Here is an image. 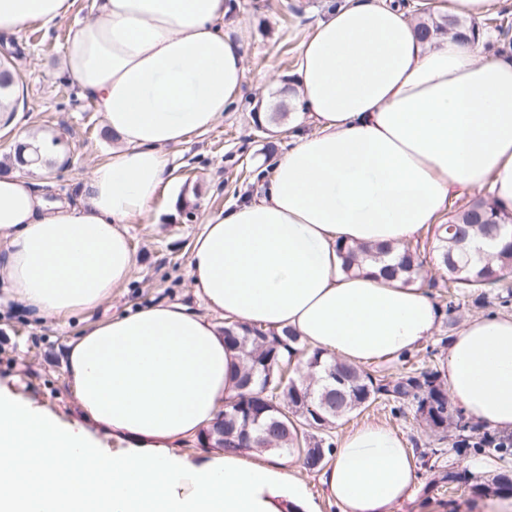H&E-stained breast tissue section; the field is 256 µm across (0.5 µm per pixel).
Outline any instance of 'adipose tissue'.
Listing matches in <instances>:
<instances>
[{
	"instance_id": "ef3b65f1",
	"label": "adipose tissue",
	"mask_w": 512,
	"mask_h": 512,
	"mask_svg": "<svg viewBox=\"0 0 512 512\" xmlns=\"http://www.w3.org/2000/svg\"><path fill=\"white\" fill-rule=\"evenodd\" d=\"M95 2L62 70L102 112L110 159L53 204L0 171V288L42 318L98 308L130 280L128 226L171 183L170 149L210 130L247 73L224 29L228 0ZM73 5L0 0V32L54 24ZM290 85L298 109L269 180L206 217L192 242L202 311L141 307L69 341L83 423L0 390V512H319L284 459L181 453L240 391L241 354L223 326L288 330L356 365L434 336L441 313L426 289L379 278L376 263L343 271L336 244L389 246L392 264L453 200L486 186L512 209V56L456 35L422 39L397 0H342L302 42ZM442 376L469 419L512 432V315L464 321ZM417 479L413 452L376 423L347 432L322 474L340 512H391Z\"/></svg>"
}]
</instances>
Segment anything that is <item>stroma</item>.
Here are the masks:
<instances>
[{
	"label": "stroma",
	"instance_id": "stroma-1",
	"mask_svg": "<svg viewBox=\"0 0 512 512\" xmlns=\"http://www.w3.org/2000/svg\"><path fill=\"white\" fill-rule=\"evenodd\" d=\"M235 2L226 29L243 35L246 82L240 97L210 131L172 148V183L157 199L148 221L129 227L136 259L129 282L113 292L111 302L65 320L34 316L15 301L0 302V387L61 421L72 423L80 418L64 369L67 341L85 327L129 307L178 301L199 309L186 278L192 241L205 216L254 193L260 170L271 167L274 158L266 150L270 131L258 121V112L287 115L296 109L284 89L269 88L262 76L271 70L284 75L294 70L300 45L323 16L328 0ZM92 9L93 0H76L70 14L51 26L35 24L0 34V60L10 61L24 98L16 116L17 128L61 138L69 146L68 167L47 165L22 171L36 183H49L52 200L72 197L81 178L112 153V137L104 128L101 113L58 71L71 29L88 20ZM366 422L394 430L418 456V487L410 500L396 505L392 512H481V498L471 486L502 472L498 459L483 458L481 468H473L471 456L457 454L451 440L438 439L413 414L394 416L382 405L342 419L331 430L333 441ZM438 447L442 455L431 456V449ZM448 468L468 471L470 483L444 496L423 494L422 486Z\"/></svg>",
	"mask_w": 512,
	"mask_h": 512
}]
</instances>
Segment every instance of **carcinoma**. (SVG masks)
Instances as JSON below:
<instances>
[{
	"instance_id": "carcinoma-1",
	"label": "carcinoma",
	"mask_w": 512,
	"mask_h": 512,
	"mask_svg": "<svg viewBox=\"0 0 512 512\" xmlns=\"http://www.w3.org/2000/svg\"><path fill=\"white\" fill-rule=\"evenodd\" d=\"M456 31L480 32L476 24L467 25L454 16L441 22H421V35L430 39L439 34ZM16 80L13 70L0 61V109L16 111L14 99ZM512 226V210L498 207L494 202L477 198L461 209L448 212V223L435 228L438 241L437 263L446 280L443 287L466 288L474 295L473 304L485 299L483 290L506 281L512 272V239H508L494 259L473 260L470 247L475 237L499 240ZM387 248L382 245L342 246L339 254L345 271H353L367 262L382 261ZM423 260L419 249L407 248L399 261L380 268V275L403 285L422 280ZM224 337L243 355L242 386L245 391L237 400L226 405L219 421L222 444L225 449L249 451H281L300 454L296 447L294 423L310 429L327 430L342 417L362 412L380 401L390 406L391 414L403 415L406 410L415 416L430 432L448 438L455 435L452 448L456 452L473 455H492L503 459L502 452L512 448V435L472 425L465 421L461 410L448 399V389L438 370L421 368L398 377L387 376L379 370L367 371L359 366L327 361L320 352L308 350L300 340L288 335L284 338L257 328H224ZM307 355V362L315 363V370L328 380L318 390L301 388L297 383L279 396L265 392L264 377L272 373L278 378L281 365L289 363L293 350ZM473 491L482 497L512 496V476L500 473L492 479L473 485Z\"/></svg>"
}]
</instances>
